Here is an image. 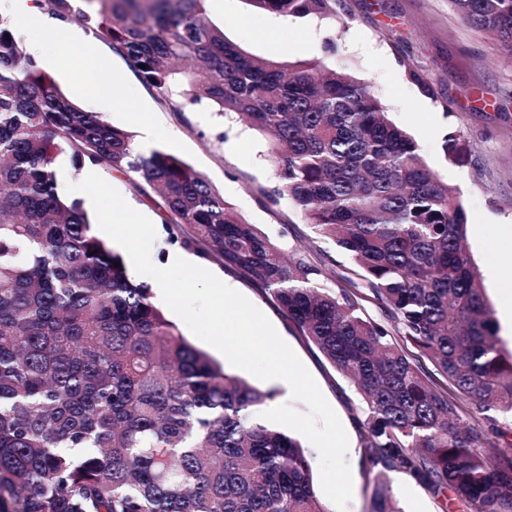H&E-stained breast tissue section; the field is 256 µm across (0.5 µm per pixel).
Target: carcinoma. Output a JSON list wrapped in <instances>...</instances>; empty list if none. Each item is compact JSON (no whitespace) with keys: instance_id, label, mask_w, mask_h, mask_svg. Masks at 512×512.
I'll list each match as a JSON object with an SVG mask.
<instances>
[{"instance_id":"obj_1","label":"carcinoma","mask_w":512,"mask_h":512,"mask_svg":"<svg viewBox=\"0 0 512 512\" xmlns=\"http://www.w3.org/2000/svg\"><path fill=\"white\" fill-rule=\"evenodd\" d=\"M34 2L95 28L173 111L184 97L264 135L278 178L267 197L288 196L358 280L327 288L307 247L286 256L187 162L75 104L0 27V512H329L309 450L258 417L277 391L182 335L83 202L59 194L62 155L156 191L168 241L261 288L350 381L373 512H400L390 472L452 491L466 512H512V451L486 452L512 418V354L464 207L385 104L318 62L250 55L205 0ZM248 2L327 17L335 0ZM450 2L512 60V0Z\"/></svg>"}]
</instances>
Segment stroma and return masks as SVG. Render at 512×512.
Here are the masks:
<instances>
[{
    "instance_id": "stroma-1",
    "label": "stroma",
    "mask_w": 512,
    "mask_h": 512,
    "mask_svg": "<svg viewBox=\"0 0 512 512\" xmlns=\"http://www.w3.org/2000/svg\"><path fill=\"white\" fill-rule=\"evenodd\" d=\"M205 6L225 36L256 57L279 65L316 60L370 87L463 205L467 247L487 304L499 314L512 271L492 269L488 256L505 243L504 226L512 225V61L500 57L491 36L465 22L450 0H336L327 19L279 15L247 0H206ZM66 25L82 32V39L56 45V58L42 68L71 99L81 101L79 83L87 73L97 74L108 88L96 107L105 120L135 131L138 118L150 119L162 133L157 147L203 174L247 222L288 248L312 242L315 258L328 268L329 287L353 277L350 256L333 241L314 239L288 198L267 200L277 176L265 136L195 105L171 111L91 26L73 18ZM331 36L336 43L330 47ZM452 136L466 149L463 161L448 158L445 144ZM104 178L157 226L151 258L166 266L174 247L160 230L157 199L142 196L128 177L108 172ZM205 267L260 309L313 375L348 435L353 496L345 512H372L375 475L362 461L361 430L353 420L357 401L348 381L296 334L263 290L220 262ZM390 479L403 512H462L452 496L434 495L407 475Z\"/></svg>"
}]
</instances>
